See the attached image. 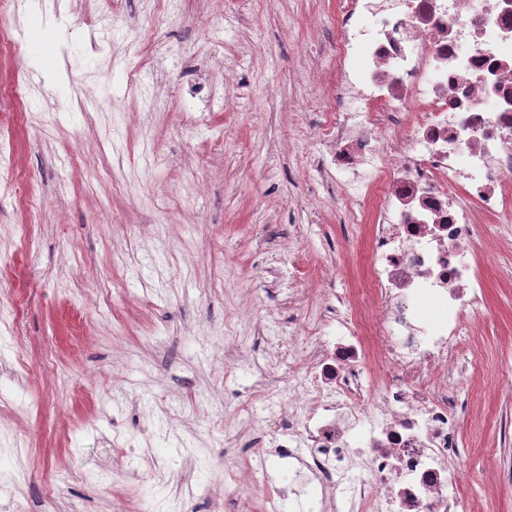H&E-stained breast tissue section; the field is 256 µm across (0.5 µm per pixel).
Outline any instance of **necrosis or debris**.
<instances>
[{"instance_id": "obj_1", "label": "necrosis or debris", "mask_w": 512, "mask_h": 512, "mask_svg": "<svg viewBox=\"0 0 512 512\" xmlns=\"http://www.w3.org/2000/svg\"><path fill=\"white\" fill-rule=\"evenodd\" d=\"M334 53L315 139L366 228L365 278L293 352L300 387L268 445L315 512H468L460 417L490 314L478 243L486 224L512 239V0H340ZM229 467L237 508L255 487L279 512L250 459Z\"/></svg>"}]
</instances>
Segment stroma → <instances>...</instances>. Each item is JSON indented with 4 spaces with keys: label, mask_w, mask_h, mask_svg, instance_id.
Here are the masks:
<instances>
[{
    "label": "stroma",
    "mask_w": 512,
    "mask_h": 512,
    "mask_svg": "<svg viewBox=\"0 0 512 512\" xmlns=\"http://www.w3.org/2000/svg\"><path fill=\"white\" fill-rule=\"evenodd\" d=\"M19 0L0 51V512H225L224 462L288 485L264 425L315 295L288 256L363 269L305 138L334 88L336 0ZM152 31L149 44L136 31ZM194 105L190 127L175 114ZM462 462L472 512H512V248L480 243ZM178 470L157 483L134 450ZM501 471L482 486L483 471Z\"/></svg>",
    "instance_id": "obj_1"
}]
</instances>
